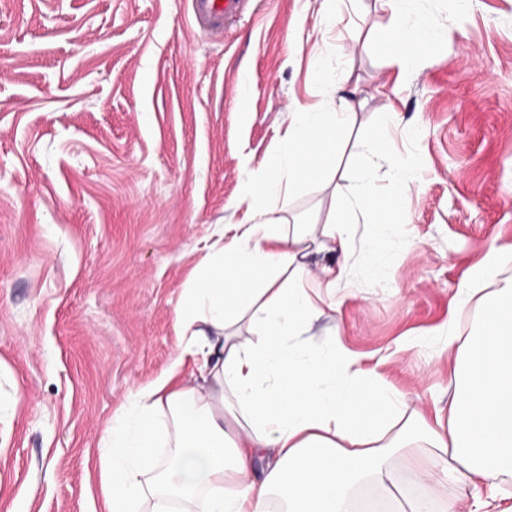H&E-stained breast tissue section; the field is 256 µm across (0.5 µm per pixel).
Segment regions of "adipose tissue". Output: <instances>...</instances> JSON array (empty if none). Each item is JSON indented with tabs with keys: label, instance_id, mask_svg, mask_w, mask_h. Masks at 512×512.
Masks as SVG:
<instances>
[{
	"label": "adipose tissue",
	"instance_id": "obj_1",
	"mask_svg": "<svg viewBox=\"0 0 512 512\" xmlns=\"http://www.w3.org/2000/svg\"><path fill=\"white\" fill-rule=\"evenodd\" d=\"M400 73L438 43L411 0H386ZM353 94L291 113L279 152L246 184L241 218L217 230L176 310L182 356L132 392L97 447L101 512H350L358 484L388 465L433 483L409 512H472L452 489L481 481V512H512L496 492L512 476V279L480 304L481 331L449 329L447 408L402 418L399 395L355 370L336 337L303 342L319 307L305 257L347 252L356 214L403 226L408 215L364 184L324 223H289L279 207L336 168ZM199 362L184 375L183 356ZM167 457H160V449Z\"/></svg>",
	"mask_w": 512,
	"mask_h": 512
}]
</instances>
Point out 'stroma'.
<instances>
[{
    "label": "stroma",
    "mask_w": 512,
    "mask_h": 512,
    "mask_svg": "<svg viewBox=\"0 0 512 512\" xmlns=\"http://www.w3.org/2000/svg\"><path fill=\"white\" fill-rule=\"evenodd\" d=\"M442 40L399 77L382 0H249L230 38L199 30L187 0H0V512H90L103 428L179 354L176 309L221 225L246 207L250 172L276 155L298 107L331 98L328 55L364 105L338 155L336 189L310 183L290 214L324 218L361 181L347 160L375 133L411 160L401 230L362 224L335 309L313 319L405 413L447 406L441 342L469 335L512 278L475 279L512 246V0H414ZM384 241L386 275L368 242ZM408 473L355 491L401 512Z\"/></svg>",
    "instance_id": "stroma-1"
}]
</instances>
